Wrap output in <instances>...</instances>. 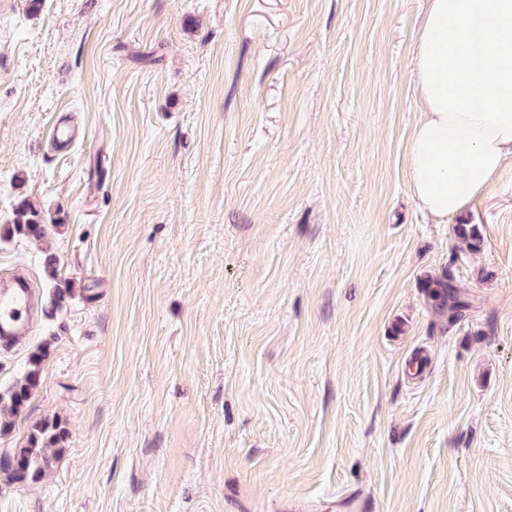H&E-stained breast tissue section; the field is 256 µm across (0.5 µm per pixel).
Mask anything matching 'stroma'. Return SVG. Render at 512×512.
Masks as SVG:
<instances>
[{"label": "stroma", "instance_id": "1", "mask_svg": "<svg viewBox=\"0 0 512 512\" xmlns=\"http://www.w3.org/2000/svg\"><path fill=\"white\" fill-rule=\"evenodd\" d=\"M424 8L0 0V226L23 197L63 222L0 239L38 306L0 396L47 353L0 456L69 432L44 478L0 470V512H512V169L458 219L414 198ZM44 268L50 281V288H52V301L51 305L56 310L61 308L64 300L71 295V288L69 285L58 278L57 276V259L53 256L45 258ZM427 288H432V300L435 304L444 309L448 306V309L453 310L461 307L462 302L458 299L452 285H450L448 278L441 277L428 280Z\"/></svg>", "mask_w": 512, "mask_h": 512}]
</instances>
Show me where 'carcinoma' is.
I'll use <instances>...</instances> for the list:
<instances>
[{
  "mask_svg": "<svg viewBox=\"0 0 512 512\" xmlns=\"http://www.w3.org/2000/svg\"><path fill=\"white\" fill-rule=\"evenodd\" d=\"M60 228L61 224L55 221L47 223L43 209L24 197L14 208L12 223L4 225L0 236H21L41 241L52 231ZM455 235L467 249L471 251L481 249L483 240L476 225L459 223L455 225ZM44 268L52 288L51 305L58 310L64 300L71 295V288L58 278L55 257H46ZM428 287L433 289L432 300L439 308L453 310L461 307V301L447 278L430 279ZM43 358L42 352L32 355L27 371L12 389L9 395L12 414L15 415L20 411L30 399L33 390L40 384ZM67 436L65 427L57 419L37 422L29 430L26 446L20 449L15 457L5 459L3 467L10 470L12 478L18 481L38 480L59 460L64 451Z\"/></svg>",
  "mask_w": 512,
  "mask_h": 512,
  "instance_id": "1",
  "label": "carcinoma"
}]
</instances>
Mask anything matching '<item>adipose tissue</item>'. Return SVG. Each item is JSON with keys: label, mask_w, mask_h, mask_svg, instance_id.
Returning a JSON list of instances; mask_svg holds the SVG:
<instances>
[{"label": "adipose tissue", "mask_w": 512, "mask_h": 512, "mask_svg": "<svg viewBox=\"0 0 512 512\" xmlns=\"http://www.w3.org/2000/svg\"><path fill=\"white\" fill-rule=\"evenodd\" d=\"M412 72L411 186L452 216L512 166V0H427Z\"/></svg>", "instance_id": "adipose-tissue-1"}]
</instances>
